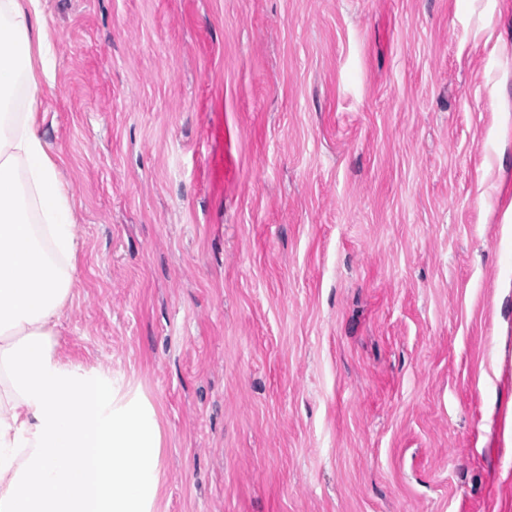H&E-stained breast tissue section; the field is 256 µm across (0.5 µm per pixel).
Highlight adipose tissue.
Wrapping results in <instances>:
<instances>
[{"label":"adipose tissue","instance_id":"ef3b65f1","mask_svg":"<svg viewBox=\"0 0 512 512\" xmlns=\"http://www.w3.org/2000/svg\"><path fill=\"white\" fill-rule=\"evenodd\" d=\"M39 0H0V512H160L154 404L64 363L75 213L33 110L49 77Z\"/></svg>","mask_w":512,"mask_h":512}]
</instances>
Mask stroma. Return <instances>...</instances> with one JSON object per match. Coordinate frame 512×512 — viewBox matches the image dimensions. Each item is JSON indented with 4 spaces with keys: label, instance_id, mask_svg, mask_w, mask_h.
I'll list each match as a JSON object with an SVG mask.
<instances>
[{
    "label": "stroma",
    "instance_id": "stroma-1",
    "mask_svg": "<svg viewBox=\"0 0 512 512\" xmlns=\"http://www.w3.org/2000/svg\"><path fill=\"white\" fill-rule=\"evenodd\" d=\"M63 361L161 512H512V0H41Z\"/></svg>",
    "mask_w": 512,
    "mask_h": 512
}]
</instances>
